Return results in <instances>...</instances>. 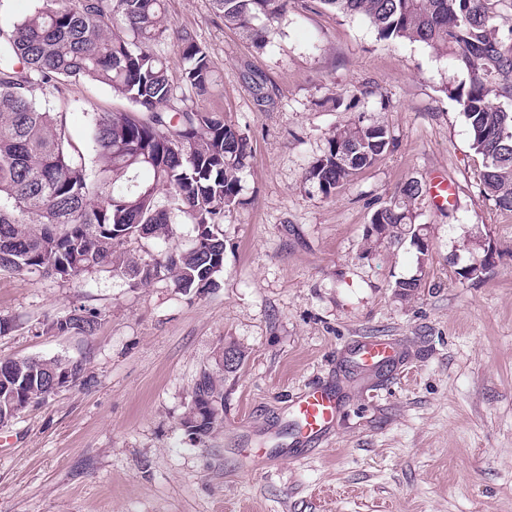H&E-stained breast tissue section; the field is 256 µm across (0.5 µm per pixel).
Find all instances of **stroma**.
Masks as SVG:
<instances>
[{"label":"stroma","instance_id":"obj_1","mask_svg":"<svg viewBox=\"0 0 512 512\" xmlns=\"http://www.w3.org/2000/svg\"><path fill=\"white\" fill-rule=\"evenodd\" d=\"M165 5L215 64L206 107L250 140L240 203L221 226L224 268L199 295L105 271L0 272V359L85 362L80 383L0 425V512H512V212L483 191L482 158L449 93L465 77L454 55L380 40L320 0H293L261 50L212 0ZM35 95L66 113L82 145L92 113L125 106L85 80ZM358 119L385 125L391 144L324 196L305 169ZM435 173L456 187L449 209L427 192ZM412 180L428 265L407 244L364 256L372 214ZM193 238L183 218L169 241L125 248L149 262ZM485 239L496 265L462 279ZM414 275L418 292L399 301L396 281ZM78 309L97 313L93 335L50 331ZM375 339L396 355L380 370L356 356ZM227 348L245 358L224 378V421L194 440L181 418ZM318 385L339 395L334 431L255 471L249 449L271 427L289 445L287 406Z\"/></svg>","mask_w":512,"mask_h":512}]
</instances>
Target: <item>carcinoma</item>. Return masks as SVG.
Returning a JSON list of instances; mask_svg holds the SVG:
<instances>
[{
    "mask_svg": "<svg viewBox=\"0 0 512 512\" xmlns=\"http://www.w3.org/2000/svg\"><path fill=\"white\" fill-rule=\"evenodd\" d=\"M344 15L369 21L385 40L422 42L439 54L453 49L467 80L450 89L468 123L471 146L483 159L484 192L512 211V27L501 8L512 0H320ZM224 25L257 47L291 0H213ZM169 40L182 56V84L170 78L156 47ZM84 79L126 100L128 111L98 112L89 128L94 165L72 137L66 115L34 95ZM216 86L215 66L186 30L172 28L165 0H37L21 19L0 18V271L35 270L62 281L107 267L136 288L161 277L196 295L224 265L218 224L238 203L250 154L247 136L221 111L198 102ZM385 127L357 120L328 140L305 179L328 197L371 166L389 147ZM419 186L408 182L370 220L385 235H365L364 254L406 239L418 256L413 219ZM194 225L193 245L149 262L122 246L175 233L169 204ZM416 278L398 281L406 301ZM98 316L52 322L62 336H91ZM83 362L53 357L0 361V424L52 394L54 378L77 384ZM224 380L204 371L191 406L223 401Z\"/></svg>",
    "mask_w": 512,
    "mask_h": 512,
    "instance_id": "carcinoma-1",
    "label": "carcinoma"
}]
</instances>
